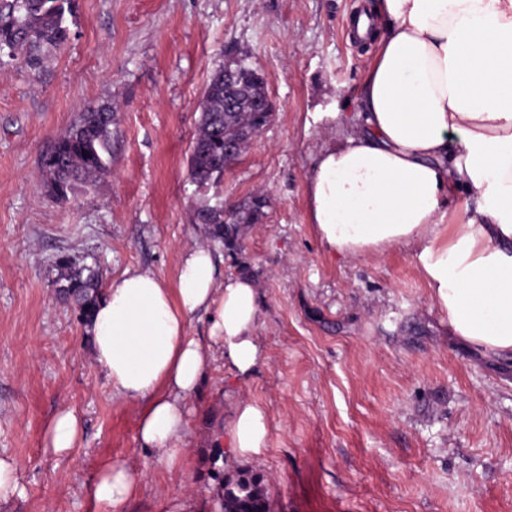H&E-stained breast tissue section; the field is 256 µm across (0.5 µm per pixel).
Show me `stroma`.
I'll use <instances>...</instances> for the list:
<instances>
[{"mask_svg":"<svg viewBox=\"0 0 512 512\" xmlns=\"http://www.w3.org/2000/svg\"><path fill=\"white\" fill-rule=\"evenodd\" d=\"M367 0H73L68 37L39 69L0 60V455L19 464L8 512H92L102 465L129 459L143 486L121 512H213L224 475L262 473L272 512H512V357H482L449 330L410 249L347 260L320 243L306 176L329 115L357 109L370 42L345 27ZM246 61L276 110L224 173L189 177L212 75ZM111 103L112 163L59 203L40 156L84 106ZM268 204L224 270L247 267L261 365L215 361L188 401L187 461L166 472L138 441L141 404L112 397L60 259L109 280L175 284L183 251L209 245L195 208L255 193ZM262 406L259 453L230 446L239 405ZM82 418L66 454L45 449L61 410Z\"/></svg>","mask_w":512,"mask_h":512,"instance_id":"1","label":"stroma"}]
</instances>
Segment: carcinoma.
<instances>
[{"label": "carcinoma", "instance_id": "carcinoma-1", "mask_svg": "<svg viewBox=\"0 0 512 512\" xmlns=\"http://www.w3.org/2000/svg\"><path fill=\"white\" fill-rule=\"evenodd\" d=\"M72 0H0V52L20 59L30 68L41 63L46 46H58L66 40V14ZM239 77L247 91L234 112L224 111V70L211 78L201 102V120L190 158L193 183L203 188H219L224 171L243 153L252 138L270 121V114L258 112L254 99L267 92L264 79L256 69L243 63ZM112 106H88L41 158L40 166L50 196L63 202L78 185L89 186L110 172L112 161ZM233 146L236 153L226 148ZM267 201L254 194L224 215V206L204 205L195 211V221L206 236L224 246L228 254L240 250L242 225L257 224L264 216ZM61 274L58 295L74 299L80 318L89 317L100 293L98 273L92 268L74 270L70 261L59 262ZM224 512H271L269 483L264 475L236 470L224 482Z\"/></svg>", "mask_w": 512, "mask_h": 512}]
</instances>
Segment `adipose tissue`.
Wrapping results in <instances>:
<instances>
[{
    "label": "adipose tissue",
    "mask_w": 512,
    "mask_h": 512,
    "mask_svg": "<svg viewBox=\"0 0 512 512\" xmlns=\"http://www.w3.org/2000/svg\"><path fill=\"white\" fill-rule=\"evenodd\" d=\"M375 44L359 85L356 126L326 140L306 178L307 210L324 248L359 259L410 248L452 333L483 354H512V0H370L354 20ZM465 207L450 221L449 204ZM221 257L186 250L175 286L127 269L100 294L87 326L95 365L114 397L142 404L138 438L185 461L188 398L215 360L240 375L261 360L258 292L224 275ZM208 336H190L196 315ZM82 433L72 409L46 428L63 454ZM266 415L240 405L235 448L265 447ZM141 485L127 459L94 477L95 512H118Z\"/></svg>",
    "instance_id": "obj_1"
}]
</instances>
